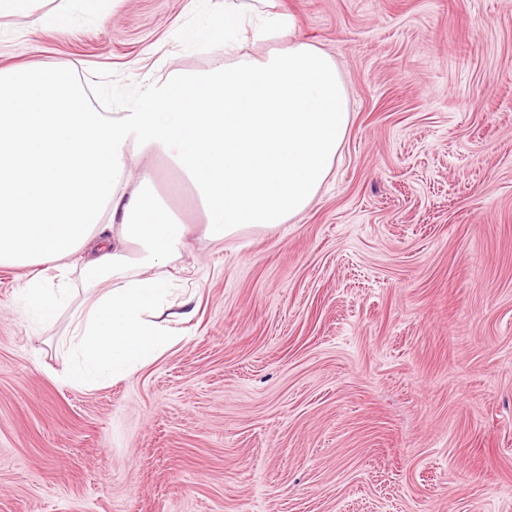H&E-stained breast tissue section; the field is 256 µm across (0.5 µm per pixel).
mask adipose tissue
Segmentation results:
<instances>
[{
    "instance_id": "adipose-tissue-1",
    "label": "adipose tissue",
    "mask_w": 512,
    "mask_h": 512,
    "mask_svg": "<svg viewBox=\"0 0 512 512\" xmlns=\"http://www.w3.org/2000/svg\"><path fill=\"white\" fill-rule=\"evenodd\" d=\"M265 56L142 86L119 112L88 103L71 71L35 64L0 70V266L29 275L21 294L53 323L82 270L93 303L66 345L68 383L92 388L128 375L178 343L189 319L154 276L180 256L189 232L160 202L136 156L164 158L221 242L248 226L279 228L303 214L327 182L350 126L336 61L295 40L274 0H224L196 30L232 47L253 14Z\"/></svg>"
}]
</instances>
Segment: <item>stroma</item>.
Instances as JSON below:
<instances>
[{
  "instance_id": "1",
  "label": "stroma",
  "mask_w": 512,
  "mask_h": 512,
  "mask_svg": "<svg viewBox=\"0 0 512 512\" xmlns=\"http://www.w3.org/2000/svg\"><path fill=\"white\" fill-rule=\"evenodd\" d=\"M223 0L0 17V68L70 69L100 105L223 64ZM338 64L351 123L311 207L174 264L177 345L94 389L0 267V512H512V0H279Z\"/></svg>"
}]
</instances>
